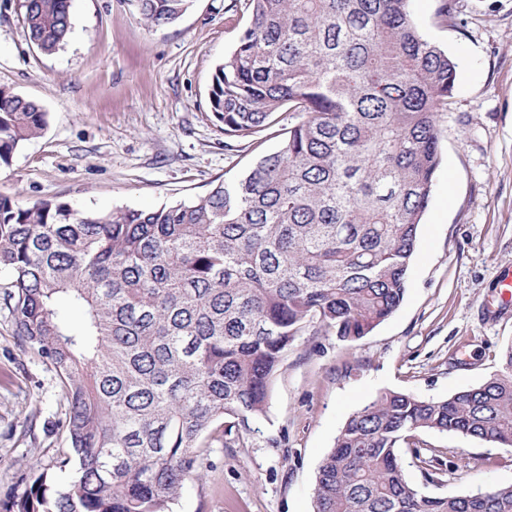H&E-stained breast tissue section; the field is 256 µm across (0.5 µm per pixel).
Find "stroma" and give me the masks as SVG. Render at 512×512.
I'll return each mask as SVG.
<instances>
[{"label":"stroma","mask_w":512,"mask_h":512,"mask_svg":"<svg viewBox=\"0 0 512 512\" xmlns=\"http://www.w3.org/2000/svg\"><path fill=\"white\" fill-rule=\"evenodd\" d=\"M23 0H0V85L48 114L40 137L0 167V196L78 211L153 209L241 175L279 140L230 153L208 93L245 20L232 0H192L176 22L146 25L124 0H71L72 30L46 55L28 41ZM462 25L413 0L422 33L459 62L440 119L442 163L419 229L400 308L367 336L339 340L314 324L296 337L269 388L267 412L243 444L213 443L201 479L173 512H313L318 466L346 420L386 391L426 400L476 387L512 344V0H460ZM68 404L54 369L21 350L0 306V503L34 474L54 472ZM445 466L427 482L411 455L407 479L432 496L512 485V448L426 433Z\"/></svg>","instance_id":"35a3bbf8"}]
</instances>
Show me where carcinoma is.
<instances>
[{
  "label": "carcinoma",
  "instance_id": "cac0c4a2",
  "mask_svg": "<svg viewBox=\"0 0 512 512\" xmlns=\"http://www.w3.org/2000/svg\"><path fill=\"white\" fill-rule=\"evenodd\" d=\"M190 2L127 0L152 27ZM410 2L234 0L247 21L209 90L224 149L290 122L276 151L202 196L112 212L0 196V298L19 347L60 379L57 465H74L65 487L43 472L0 512H172L215 431L244 440L266 412L297 336L317 323L355 342L400 307L458 72ZM23 7L39 52L66 44L70 0ZM46 126L1 85L0 167ZM425 431L511 448L512 345L475 388L388 391L349 417L314 512H512V485L440 497L410 484L402 449L430 480L443 465Z\"/></svg>",
  "mask_w": 512,
  "mask_h": 512
}]
</instances>
